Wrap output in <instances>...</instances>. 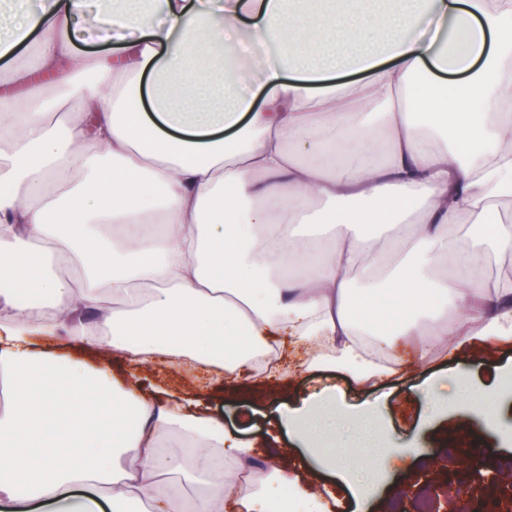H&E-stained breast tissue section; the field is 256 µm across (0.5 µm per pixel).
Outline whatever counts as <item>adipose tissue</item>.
<instances>
[{"mask_svg": "<svg viewBox=\"0 0 512 512\" xmlns=\"http://www.w3.org/2000/svg\"><path fill=\"white\" fill-rule=\"evenodd\" d=\"M117 2L0 40V507L332 512L199 401L38 345L233 384L291 347L374 382L429 362L428 319L447 354L511 343L512 271L481 273L512 251V0ZM339 420L284 415L365 512L358 474L416 451H339Z\"/></svg>", "mask_w": 512, "mask_h": 512, "instance_id": "obj_1", "label": "adipose tissue"}]
</instances>
